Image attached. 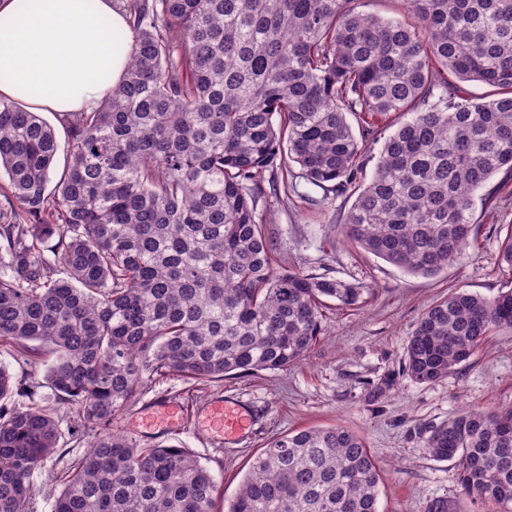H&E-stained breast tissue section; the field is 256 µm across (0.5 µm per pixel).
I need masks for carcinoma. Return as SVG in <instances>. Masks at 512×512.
Returning <instances> with one entry per match:
<instances>
[{"label":"carcinoma","instance_id":"obj_1","mask_svg":"<svg viewBox=\"0 0 512 512\" xmlns=\"http://www.w3.org/2000/svg\"><path fill=\"white\" fill-rule=\"evenodd\" d=\"M121 2L126 74L92 111L61 115L57 182L54 127L0 100L13 198L0 209V339L51 357L48 384L95 435L54 512H213L206 466L112 433V416L147 377L285 370L315 346L329 304L364 303L358 283L275 267L259 213L269 185L351 192L346 239L411 274L466 254L477 192L512 178V0H402L400 19L356 0ZM378 117L394 130L367 181ZM505 329L512 289L452 292L418 319L403 372L440 380ZM21 395L1 367L0 512H29V478L62 438ZM424 447L459 462L467 494L512 512V407L465 408ZM379 484L357 434L308 428L261 450L227 512H378Z\"/></svg>","mask_w":512,"mask_h":512}]
</instances>
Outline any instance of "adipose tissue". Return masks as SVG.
<instances>
[{"mask_svg": "<svg viewBox=\"0 0 512 512\" xmlns=\"http://www.w3.org/2000/svg\"><path fill=\"white\" fill-rule=\"evenodd\" d=\"M112 0H0V99L34 112L90 110L118 86L129 33Z\"/></svg>", "mask_w": 512, "mask_h": 512, "instance_id": "obj_1", "label": "adipose tissue"}]
</instances>
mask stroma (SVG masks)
I'll return each instance as SVG.
<instances>
[{
    "mask_svg": "<svg viewBox=\"0 0 512 512\" xmlns=\"http://www.w3.org/2000/svg\"><path fill=\"white\" fill-rule=\"evenodd\" d=\"M492 203L475 200L478 231L466 254L439 275L415 276L347 242L342 220L353 199L297 179L287 199L269 197L261 214L276 267L324 274L359 283L370 293L361 307H332L326 330L309 354L283 371H259L192 387L180 378L145 380L137 396L115 414L110 429L139 440L179 445L214 475L216 512H226L254 457L279 435L313 427L344 426L360 435L380 472L379 512H428L445 500L448 512H497L491 502L467 495L456 462L430 456L425 432L463 407L512 406V332L499 330L447 377L419 384L402 372L405 345L421 314L456 288L487 297L512 289L500 261V242L512 225V179L488 183ZM47 357H28L0 341V367L51 409L62 438L56 452L30 481L33 512H53L70 463L94 437L78 430L77 410L49 387ZM236 401L250 425L221 441L204 435L200 423L215 398ZM169 401L184 409L179 429L142 428L147 409Z\"/></svg>",
    "mask_w": 512,
    "mask_h": 512,
    "instance_id": "35a3bbf8",
    "label": "stroma"
}]
</instances>
